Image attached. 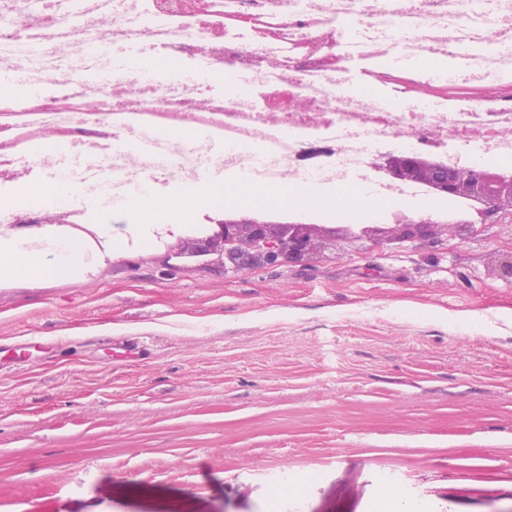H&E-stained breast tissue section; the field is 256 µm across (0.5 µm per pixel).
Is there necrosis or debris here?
<instances>
[{"instance_id":"4bbe7bcc","label":"necrosis or debris","mask_w":512,"mask_h":512,"mask_svg":"<svg viewBox=\"0 0 512 512\" xmlns=\"http://www.w3.org/2000/svg\"><path fill=\"white\" fill-rule=\"evenodd\" d=\"M203 14L170 13L156 0H0V66L44 90L0 103V185L66 175L70 201L52 211L78 224L82 204L115 183L165 195L245 171L261 186L305 182L374 187L390 203L406 191L382 179L371 157L417 143L443 161L497 165L512 175V0H203ZM179 61V75L113 72L114 58ZM444 60L446 74L414 67ZM262 88L261 100L207 92L198 70L225 65ZM370 88L355 91V67ZM423 108L401 111L406 101ZM212 115L223 152L176 132ZM64 132L67 152L17 162L8 128ZM338 150L312 171L293 166L306 139Z\"/></svg>"}]
</instances>
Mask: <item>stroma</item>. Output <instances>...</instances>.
Masks as SVG:
<instances>
[{"mask_svg": "<svg viewBox=\"0 0 512 512\" xmlns=\"http://www.w3.org/2000/svg\"><path fill=\"white\" fill-rule=\"evenodd\" d=\"M0 280V512L512 507V282L481 242L169 266L153 226ZM481 312L479 327L465 321ZM371 512H442L441 505L417 503L396 487H387L372 504Z\"/></svg>", "mask_w": 512, "mask_h": 512, "instance_id": "35a3bbf8", "label": "stroma"}]
</instances>
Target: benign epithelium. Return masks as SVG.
I'll use <instances>...</instances> for the list:
<instances>
[{
  "label": "benign epithelium",
  "instance_id": "1",
  "mask_svg": "<svg viewBox=\"0 0 512 512\" xmlns=\"http://www.w3.org/2000/svg\"><path fill=\"white\" fill-rule=\"evenodd\" d=\"M375 168L392 182L428 186L441 196L469 199L478 204L477 219L442 224L401 214L392 224L327 227L226 211L208 218L201 233L179 238L178 246L168 247V257L204 266L217 263L226 272L255 265L310 267L347 247L394 248L404 242H438L444 235L467 242L485 236L500 219H512V177L505 178L483 164L448 167L433 154L395 148L378 155ZM489 263L499 278L512 281V252H494Z\"/></svg>",
  "mask_w": 512,
  "mask_h": 512
}]
</instances>
